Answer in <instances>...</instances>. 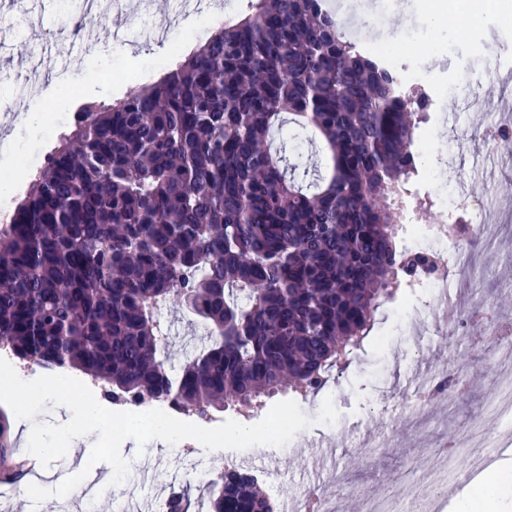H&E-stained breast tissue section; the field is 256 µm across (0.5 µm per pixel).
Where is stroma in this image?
<instances>
[{
	"label": "stroma",
	"instance_id": "stroma-1",
	"mask_svg": "<svg viewBox=\"0 0 512 512\" xmlns=\"http://www.w3.org/2000/svg\"><path fill=\"white\" fill-rule=\"evenodd\" d=\"M201 9L179 11L175 0H139L140 26L123 25L120 39H113L114 15L101 8V22L86 18L83 0H0V113L15 119L0 128V140L9 149L0 152V219L9 216L24 199L37 178L49 153L64 135L70 134L73 114L85 102L112 105L122 100L132 83H151L162 77L217 29L251 10L250 0H201ZM79 17L85 26L95 27L99 41L93 49L75 43L71 31L61 26L62 17ZM169 25L172 34L157 45L141 40V29ZM499 26L503 41L482 45L477 32ZM438 55L429 72L428 94L446 100L461 99L457 112L429 111L419 124L418 136L425 150L424 170L434 169L438 156L447 160L448 197L430 196L424 178H415L405 196L403 225L424 227L419 213L424 202L433 206L447 204L456 208L477 196L483 202L481 222L485 225H512V139L484 141L475 138L476 130L497 127L512 119V83L505 85L485 76L489 57H496L504 71L512 72V22H503L499 0H485L484 7L469 21L465 32L454 24L432 30ZM56 50L69 59L65 82H52L41 95L21 93L25 78L22 62L38 63L47 50ZM483 254L488 275L480 278L482 295H463L461 304L473 306L479 297L498 300L502 285L512 278V235L499 233L476 245ZM429 289H400L384 303L351 364L333 373L317 392L305 397L283 390L280 400H296L311 424L298 432L284 447L255 446L234 452L249 470L279 469L282 487L278 512H289L296 497L305 489L324 486L334 490L336 502L351 508L355 499L377 492L389 484L399 499L408 496L409 475L415 458L423 449L435 448L448 431H462L474 424L477 414L493 388L490 374L491 353L484 348L456 350V338L444 333L435 320L416 325V313L431 304ZM499 313L512 318V306L501 305ZM161 320L169 333V354L173 366H181L184 353L193 345L206 343L202 325L189 321L182 309L169 304L161 311ZM451 366L465 372L472 389L465 399H449L446 407L432 406L422 416L402 403L412 382L413 370ZM332 399L339 417L334 424L317 423L316 417L325 399ZM0 414L10 426L11 445L8 461L12 466L9 482L14 496L0 497V512H34L31 500L20 488V466L26 463L28 438L6 405ZM373 445L368 455L356 454L353 440ZM93 436L74 441L72 450L45 467L47 488H56L62 480L91 466L93 473L111 477L109 464L89 465ZM130 471L120 497L106 496L108 512H152L153 502L169 497V485L159 482L158 474L176 479L184 491L187 512H208L207 479L180 467L188 455L204 456L199 443L188 439L176 446L151 441L138 449L134 441L121 446ZM349 470L351 480L336 485L334 476Z\"/></svg>",
	"mask_w": 512,
	"mask_h": 512
}]
</instances>
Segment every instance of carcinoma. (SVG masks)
Wrapping results in <instances>:
<instances>
[{"mask_svg":"<svg viewBox=\"0 0 512 512\" xmlns=\"http://www.w3.org/2000/svg\"><path fill=\"white\" fill-rule=\"evenodd\" d=\"M416 115L324 0H254L161 81L79 111L0 228V342L201 417L318 391L426 262L398 267ZM172 300L209 336L177 372ZM263 501L243 471L209 495Z\"/></svg>","mask_w":512,"mask_h":512,"instance_id":"obj_1","label":"carcinoma"}]
</instances>
